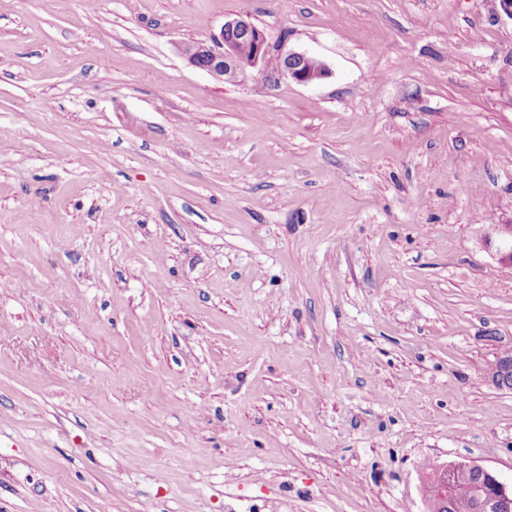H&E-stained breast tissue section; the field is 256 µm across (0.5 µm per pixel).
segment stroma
I'll return each instance as SVG.
<instances>
[{
    "instance_id": "stroma-1",
    "label": "stroma",
    "mask_w": 512,
    "mask_h": 512,
    "mask_svg": "<svg viewBox=\"0 0 512 512\" xmlns=\"http://www.w3.org/2000/svg\"><path fill=\"white\" fill-rule=\"evenodd\" d=\"M246 15L313 84L187 64ZM0 512H425L512 481L497 0H0ZM440 469L448 471V484L454 482L456 476L471 475L467 480L448 490V507L437 512H479V492L485 483L484 477L491 488L488 503L484 511L512 512V482L510 487L493 470L476 463L475 461L461 459L440 464ZM480 475V476H479Z\"/></svg>"
}]
</instances>
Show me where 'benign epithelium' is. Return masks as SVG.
<instances>
[{"mask_svg": "<svg viewBox=\"0 0 512 512\" xmlns=\"http://www.w3.org/2000/svg\"><path fill=\"white\" fill-rule=\"evenodd\" d=\"M177 50L191 66L225 83H238L253 72L267 85L284 79L311 84L330 75L323 61L289 48L284 40L271 41L263 28L243 16L225 21L212 39L183 43ZM494 231L499 236V262L512 266V224H497ZM441 468L448 471L450 483L470 473L484 477L491 488L484 510L512 512V486L493 470L467 459L443 463Z\"/></svg>", "mask_w": 512, "mask_h": 512, "instance_id": "1", "label": "benign epithelium"}]
</instances>
